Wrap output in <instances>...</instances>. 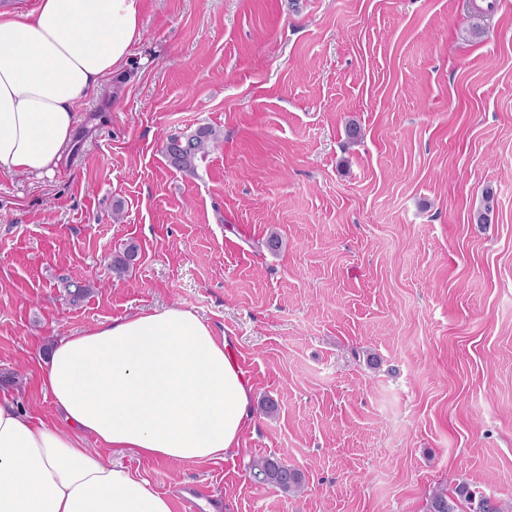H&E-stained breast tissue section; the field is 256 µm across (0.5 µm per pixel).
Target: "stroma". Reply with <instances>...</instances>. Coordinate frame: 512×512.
<instances>
[{"label":"stroma","instance_id":"stroma-1","mask_svg":"<svg viewBox=\"0 0 512 512\" xmlns=\"http://www.w3.org/2000/svg\"><path fill=\"white\" fill-rule=\"evenodd\" d=\"M471 2L143 0L141 41L80 101L55 172L0 178V393L54 421L55 342L178 305L231 337L252 416L209 461L102 449L153 491L426 512L456 480L512 512V0ZM202 126L219 142L172 169L166 139ZM269 455L301 494L252 480Z\"/></svg>","mask_w":512,"mask_h":512}]
</instances>
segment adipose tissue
I'll return each instance as SVG.
<instances>
[{
    "mask_svg": "<svg viewBox=\"0 0 512 512\" xmlns=\"http://www.w3.org/2000/svg\"><path fill=\"white\" fill-rule=\"evenodd\" d=\"M141 0H32L0 11V176L48 174L77 106L142 37ZM57 423L0 398V512H172L129 468L84 448L203 462L239 445L253 387L228 337L169 306L103 321L53 345L42 371Z\"/></svg>",
    "mask_w": 512,
    "mask_h": 512,
    "instance_id": "ef3b65f1",
    "label": "adipose tissue"
}]
</instances>
